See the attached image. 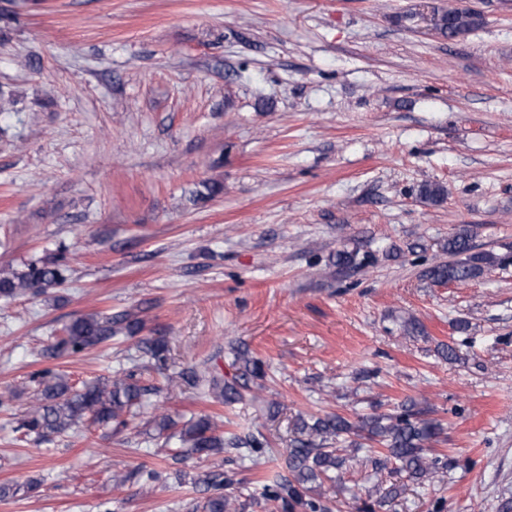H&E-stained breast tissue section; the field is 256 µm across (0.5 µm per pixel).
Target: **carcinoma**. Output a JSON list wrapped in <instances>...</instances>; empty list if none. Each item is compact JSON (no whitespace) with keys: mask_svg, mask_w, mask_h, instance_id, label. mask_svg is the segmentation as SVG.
<instances>
[{"mask_svg":"<svg viewBox=\"0 0 512 512\" xmlns=\"http://www.w3.org/2000/svg\"><path fill=\"white\" fill-rule=\"evenodd\" d=\"M480 25L476 14L461 8L437 10L434 29L443 36H458ZM420 198L430 204L444 201L445 188L438 183H426L419 190ZM473 230L464 225L448 236L443 250L448 261L437 263L425 271L435 284L466 282L495 267L505 258L493 252L474 251ZM64 257L38 258L21 271H0V297L13 298L27 292L40 291L61 283L67 271ZM370 256L357 250L336 251V266L346 268L368 264ZM143 319L126 311L115 317L98 314L84 315L71 320L64 328L65 335L50 355L63 351L80 352L105 344L115 333L124 331L136 335L142 331ZM139 350L162 369L168 359V345L161 337L144 339ZM235 361L240 363L234 376L226 380L206 376L195 371L184 377L194 387L207 386L219 391L224 404L243 400L245 392L262 387L266 377L265 363L251 356L249 350L232 348ZM146 388L132 373L116 374L111 381L84 384L75 387L59 375L45 373L38 380V390L29 406L22 427L30 433L44 436L62 433L72 425L91 416L92 422L102 428L112 424L124 425L134 416ZM429 409L412 401L389 413L375 412L352 421L340 413H330L311 420L300 418L294 423V437L287 448L288 471L291 477L276 476L263 485L260 498L252 503L271 512H328L323 500L324 484H335L349 467L353 457L342 444L358 450L368 446L375 470L380 471L392 462L407 472L410 479L431 481L448 470V455L431 447L443 433L441 424L428 418ZM155 431L165 439H177L198 455L217 456L247 448L250 453L263 455L268 442L262 435L243 440L224 437L208 416L190 419L180 430L165 414L153 418ZM193 484L205 492L202 502L193 512H237L244 508L235 495V475L229 470H214L193 479Z\"/></svg>","mask_w":512,"mask_h":512,"instance_id":"obj_1","label":"carcinoma"}]
</instances>
